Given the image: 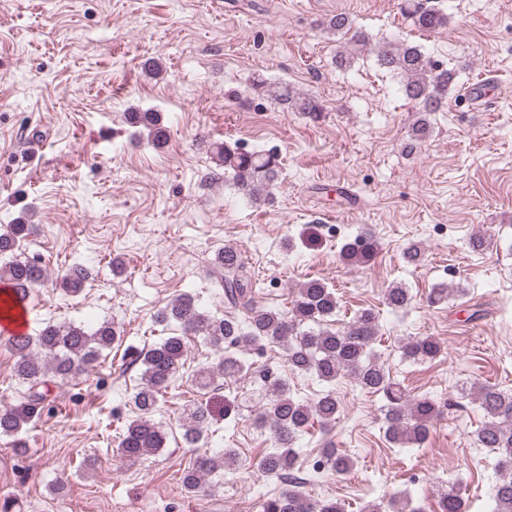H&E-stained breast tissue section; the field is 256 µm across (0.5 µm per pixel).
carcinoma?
Listing matches in <instances>:
<instances>
[{
    "label": "carcinoma",
    "mask_w": 512,
    "mask_h": 512,
    "mask_svg": "<svg viewBox=\"0 0 512 512\" xmlns=\"http://www.w3.org/2000/svg\"><path fill=\"white\" fill-rule=\"evenodd\" d=\"M402 9L423 32H436L448 25V14L428 8L419 0H404ZM326 26L347 40V51L337 55L336 64L350 66L355 56L371 45L378 65L401 79L403 94L415 103L418 111L431 114L447 107L449 92L457 87L456 70L436 64L420 46L398 38L372 41L369 33L345 13L327 19ZM251 87L258 98L288 112L312 118L323 112L316 96L301 93L288 83L257 75ZM128 121L158 143L166 138V130L154 112H132ZM216 153L224 164V173L239 191L256 201L271 199V189L279 176L278 155L263 149L244 151L226 143L217 145ZM29 234L30 225L20 221L0 229V284H13L30 294L45 280V271L25 255ZM377 250V240L364 232L344 244L340 256L350 265H367L374 260ZM217 261L222 270L224 299L245 309V319L212 316L201 311L188 294L172 299L157 313V322H173L182 334L174 333L136 352L141 377L131 396L135 419L126 426L117 448L121 458L136 461L164 448L165 433L154 421L153 413L160 397L167 394L184 368L188 334L203 337L220 353L216 364L196 373L199 383L206 387L251 374L253 363L243 356V351H261L270 344L284 347L292 371L313 376L326 385L309 402L296 397L288 381L281 377L275 375L262 383L264 402L256 425L274 437L273 447L256 464L263 476L279 478L282 470L299 463L294 442L311 421L324 426L336 421L341 401L335 385L337 379L345 376L353 378L363 391L380 396L385 411V439L390 445L418 448L428 440L440 410L431 398L411 394L403 382L391 375L375 351L379 320L375 309L361 308L344 329L333 330L329 318L336 315L338 301L334 289L324 280L313 278L297 288L291 313L285 314L255 300L256 280L234 247L224 246L217 253ZM87 277V270L75 265L63 276L61 287L68 293H77ZM410 302V293L402 286H394L385 294V304L393 310H403ZM121 335L120 326L113 321H104L91 332L73 323L49 321L34 336L8 339L16 357L14 375L23 391L19 392L16 404L0 411V437L13 439L16 448L24 447L20 434L38 416L45 399L44 388L50 383L66 384L95 367L103 352L121 341ZM400 349L404 358L414 362L432 361L442 352L440 342L433 336L411 338ZM469 396L478 402L484 414V421L474 433L475 443L496 458L499 480L492 494L493 512H512V390L474 383ZM208 425L206 411L201 407L193 409L182 425L184 443L193 447L203 444L208 439ZM236 462L237 454L230 448L220 456L197 457L184 470L183 491L196 494L206 475ZM352 469L351 456L335 448L322 449L321 459L313 467L317 474H346ZM259 505L262 512H344L337 501L316 500L306 495L302 484L289 485L279 495L261 500ZM463 507L457 487L450 486L441 493L440 512H462ZM360 512H421V508L413 506L409 499H381L366 503Z\"/></svg>",
    "instance_id": "1"
}]
</instances>
